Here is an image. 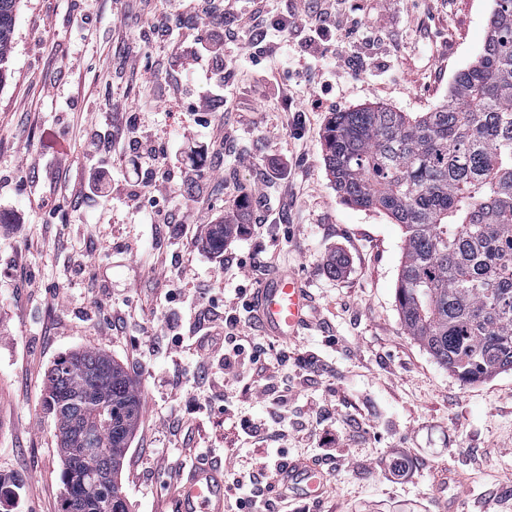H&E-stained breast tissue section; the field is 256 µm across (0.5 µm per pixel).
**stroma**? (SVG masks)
Instances as JSON below:
<instances>
[{
	"label": "stroma",
	"mask_w": 512,
	"mask_h": 512,
	"mask_svg": "<svg viewBox=\"0 0 512 512\" xmlns=\"http://www.w3.org/2000/svg\"><path fill=\"white\" fill-rule=\"evenodd\" d=\"M319 2L266 0L260 35L244 22L251 0H20L0 81V475L14 491L0 512H61L46 375L85 348L137 383L121 474L132 512L176 508L158 450L223 461L229 481L258 469L269 447L241 421L273 427L283 390L284 457L336 451L322 460L329 496L294 498L296 512H442L464 487L458 512H512V371L461 382L407 335L395 296L402 230L342 202L321 146L330 113L427 112L447 99L495 2L346 0L359 36L377 43L338 31L322 55L292 23ZM206 10L238 20L220 63L194 54ZM101 166L108 192L87 198ZM243 186L261 229L220 257L186 239V227L235 211ZM335 255L345 262L332 274ZM270 265L299 275L316 306L300 336L269 347L266 378L175 343L200 297L234 313ZM204 371L215 398L197 387ZM398 453L415 469L393 483L379 463Z\"/></svg>",
	"instance_id": "stroma-1"
}]
</instances>
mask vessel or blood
Segmentation results:
<instances>
[{
	"instance_id": "vessel-or-blood-1",
	"label": "vessel or blood",
	"mask_w": 512,
	"mask_h": 512,
	"mask_svg": "<svg viewBox=\"0 0 512 512\" xmlns=\"http://www.w3.org/2000/svg\"><path fill=\"white\" fill-rule=\"evenodd\" d=\"M312 310L308 288L293 273L273 271L256 293L254 317L263 333L281 340L307 329ZM285 484L319 499L324 491L320 465L292 463ZM179 512H224V464L206 459L193 463L179 491Z\"/></svg>"
}]
</instances>
